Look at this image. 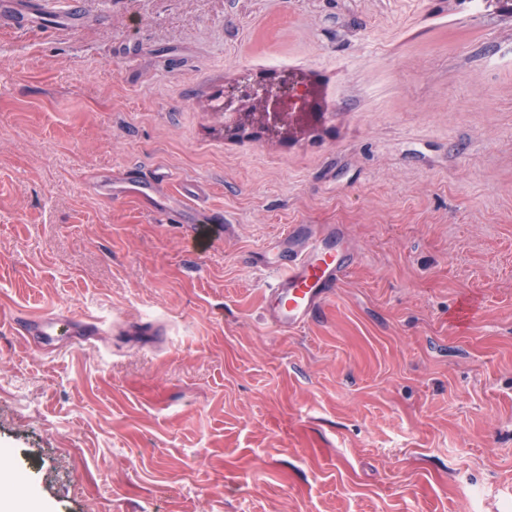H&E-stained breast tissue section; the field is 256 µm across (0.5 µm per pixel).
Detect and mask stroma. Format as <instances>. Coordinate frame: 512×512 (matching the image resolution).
<instances>
[{
    "label": "stroma",
    "instance_id": "35a3bbf8",
    "mask_svg": "<svg viewBox=\"0 0 512 512\" xmlns=\"http://www.w3.org/2000/svg\"><path fill=\"white\" fill-rule=\"evenodd\" d=\"M77 3L76 27L54 0L49 23L0 28V451L23 493L47 512H512V12ZM272 72L333 121L224 138L216 96ZM160 168L154 198H113ZM333 228L351 268L277 330V264ZM46 310L106 334L51 354L10 336Z\"/></svg>",
    "mask_w": 512,
    "mask_h": 512
}]
</instances>
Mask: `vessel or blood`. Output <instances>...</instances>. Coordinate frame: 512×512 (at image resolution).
<instances>
[{"label":"vessel or blood","instance_id":"vessel-or-blood-1","mask_svg":"<svg viewBox=\"0 0 512 512\" xmlns=\"http://www.w3.org/2000/svg\"><path fill=\"white\" fill-rule=\"evenodd\" d=\"M348 267L325 246L313 243L290 256L270 288L268 315L272 325L291 331L305 326L321 310ZM9 330L23 341L45 348L62 344L70 349L90 345L102 332L100 320L69 311H45L12 318Z\"/></svg>","mask_w":512,"mask_h":512}]
</instances>
